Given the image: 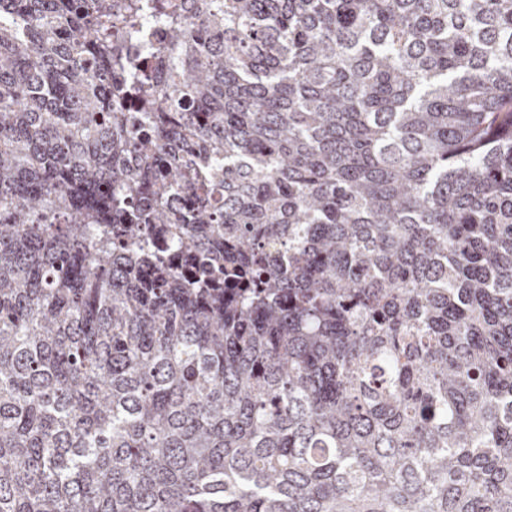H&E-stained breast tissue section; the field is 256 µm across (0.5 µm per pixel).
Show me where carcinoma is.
Returning a JSON list of instances; mask_svg holds the SVG:
<instances>
[{
    "label": "carcinoma",
    "mask_w": 512,
    "mask_h": 512,
    "mask_svg": "<svg viewBox=\"0 0 512 512\" xmlns=\"http://www.w3.org/2000/svg\"><path fill=\"white\" fill-rule=\"evenodd\" d=\"M0 512H512V0H0Z\"/></svg>",
    "instance_id": "1"
}]
</instances>
